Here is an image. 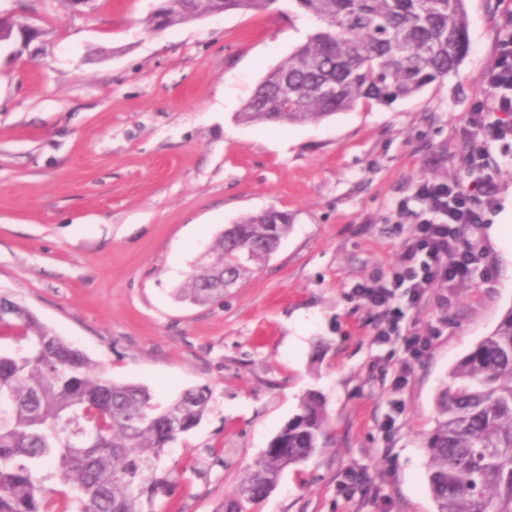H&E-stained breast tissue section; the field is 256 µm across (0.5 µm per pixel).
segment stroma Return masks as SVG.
I'll return each instance as SVG.
<instances>
[{"label": "stroma", "instance_id": "35a3bbf8", "mask_svg": "<svg viewBox=\"0 0 512 512\" xmlns=\"http://www.w3.org/2000/svg\"><path fill=\"white\" fill-rule=\"evenodd\" d=\"M158 2L0 0L45 46L0 45V295L160 404L209 388L205 417L159 463L176 486L157 512H222L310 390L325 443L246 512H436L424 447L436 393L512 309V227L496 230L512 208V139L491 147L494 204L474 199L480 265L410 314L436 335L404 389L400 347L376 343L356 288L399 261L413 184L479 179L460 131L488 95L479 75L512 0H465L466 57L413 98L295 125L237 115L316 19L274 0L153 32ZM270 209L290 222L278 249L222 298L180 301L225 228ZM352 469L369 481L342 490Z\"/></svg>", "mask_w": 512, "mask_h": 512}]
</instances>
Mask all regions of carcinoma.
Segmentation results:
<instances>
[{
  "instance_id": "1",
  "label": "carcinoma",
  "mask_w": 512,
  "mask_h": 512,
  "mask_svg": "<svg viewBox=\"0 0 512 512\" xmlns=\"http://www.w3.org/2000/svg\"><path fill=\"white\" fill-rule=\"evenodd\" d=\"M275 0H163L151 28L219 10L259 11ZM324 27L272 70L245 102L246 122L298 124L359 103L409 98L462 63L465 0H295ZM288 86V97L281 90ZM288 215L269 210L224 230L214 260L197 267L180 297L203 304L270 256ZM436 397L426 440L436 512H512V309L458 361ZM211 395L187 390L162 406L148 389L115 383L26 308L0 296V512H154L167 478L157 464L199 425ZM326 438L320 399L299 412L248 468L224 512L264 498L280 474Z\"/></svg>"
}]
</instances>
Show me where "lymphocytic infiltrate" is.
I'll return each mask as SVG.
<instances>
[{"instance_id": "f902f5d3", "label": "lymphocytic infiltrate", "mask_w": 512, "mask_h": 512, "mask_svg": "<svg viewBox=\"0 0 512 512\" xmlns=\"http://www.w3.org/2000/svg\"><path fill=\"white\" fill-rule=\"evenodd\" d=\"M479 80L490 96L470 114L463 134L471 143V165L482 169L487 165L485 140L512 136V18L503 24L494 64ZM496 191L497 184L490 176L468 187L416 182L408 199L418 206V221L399 263L389 275L359 287L360 298L383 315L377 343L385 344L395 337L402 342L396 384L406 382L411 360L423 356L431 344L430 337L409 322V311L433 289L466 278L478 262L480 253L465 239L464 230L482 221L472 204L474 195L491 202Z\"/></svg>"}]
</instances>
